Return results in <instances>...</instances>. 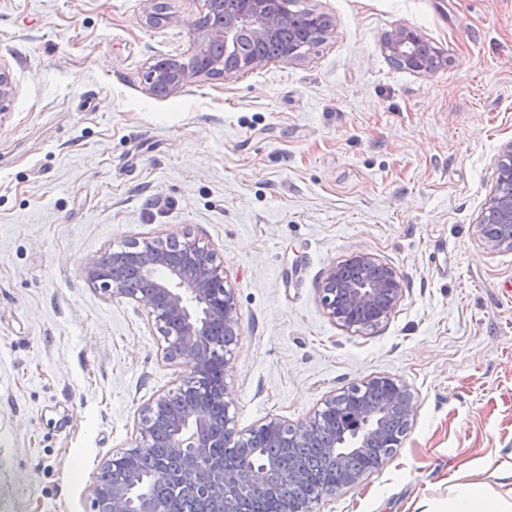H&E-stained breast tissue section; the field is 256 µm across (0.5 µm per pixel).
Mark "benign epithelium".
I'll return each mask as SVG.
<instances>
[{
    "mask_svg": "<svg viewBox=\"0 0 512 512\" xmlns=\"http://www.w3.org/2000/svg\"><path fill=\"white\" fill-rule=\"evenodd\" d=\"M288 0H239L237 12L219 26L196 31L193 54L203 57L209 44L224 46V61L191 68L177 59H163L152 67L153 85L172 92L193 79L218 75L229 81L246 70L263 66L267 59L255 56L233 61L232 51L241 37L267 42L279 35L278 20ZM425 42L413 27L402 25L387 32L381 42L384 55L408 71L428 73L419 46ZM15 87L12 75L0 65V115L9 110ZM497 178L512 179V142L505 145L497 164ZM477 234L484 247L492 252L512 250V196L492 190L476 222ZM112 263L126 267L147 284L144 292L132 291L116 280L112 272L94 260L85 266L87 282L113 298L130 299L142 307L154 323L164 328L163 358L187 367L183 384L174 391L156 395L142 410L137 424L136 448L152 444L157 430L167 433L169 453L179 459L187 476L186 486L197 500V512H237V495L248 493L274 499L275 512H313L323 494L313 490L300 498L288 495L293 483L307 484L298 471H281L274 458L260 464L229 459L216 449L231 445L239 436L234 417L229 413L225 386L231 345L239 329L238 309L233 288L227 284L224 266L199 245V240L185 234L154 241L146 249L112 256ZM351 263L378 268L376 277L362 281L347 280L340 267L332 266L322 280L320 294L329 316L346 329H361L357 314L371 311L373 321L381 323L391 317L403 299V279L390 266L367 255H357ZM224 337L221 351L213 349L214 336ZM386 390L388 400L375 406L349 402L367 383H355L339 394L325 399L314 418L297 427H288L277 418L263 424L265 432L295 448L317 436L327 418L334 420L350 413L355 434L341 441L348 451L365 454L370 441L382 437L387 447L401 446L407 432H389L391 407L398 406L405 423L414 413L413 395L402 382L389 377L373 379ZM384 459H370L363 469L340 467L333 475L336 490L350 489L363 477L378 470ZM170 480V471L159 469L153 474L154 490L134 493L141 482L135 477L128 487H114L105 496L93 487L95 512H163L162 497L157 489Z\"/></svg>",
    "mask_w": 512,
    "mask_h": 512,
    "instance_id": "7a95c632",
    "label": "benign epithelium"
}]
</instances>
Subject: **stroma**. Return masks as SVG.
<instances>
[{"label": "stroma", "instance_id": "35a3bbf8", "mask_svg": "<svg viewBox=\"0 0 512 512\" xmlns=\"http://www.w3.org/2000/svg\"><path fill=\"white\" fill-rule=\"evenodd\" d=\"M0 0V512H93L104 463L185 373L134 301L83 269L182 231L223 263L239 335L225 383L241 436L297 426L375 377L409 386L402 446L315 512H441L457 483L512 496V251L475 224L512 141V0H300L329 31L292 64L159 97L205 0ZM399 25L447 63L394 68ZM358 254L404 297L358 332L327 314L326 270Z\"/></svg>", "mask_w": 512, "mask_h": 512}]
</instances>
